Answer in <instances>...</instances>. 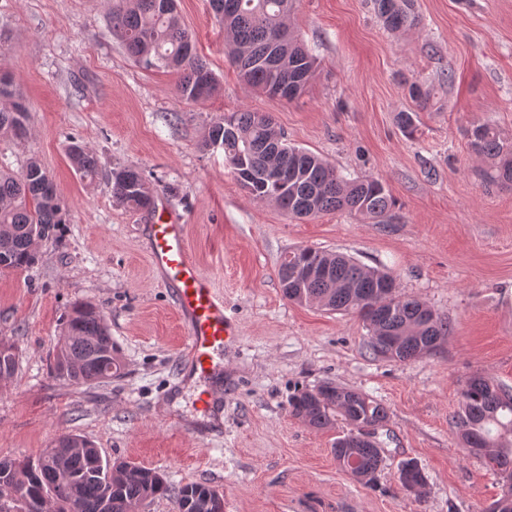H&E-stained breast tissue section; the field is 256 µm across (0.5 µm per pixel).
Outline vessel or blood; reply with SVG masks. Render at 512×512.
<instances>
[{
  "label": "vessel or blood",
  "mask_w": 512,
  "mask_h": 512,
  "mask_svg": "<svg viewBox=\"0 0 512 512\" xmlns=\"http://www.w3.org/2000/svg\"><path fill=\"white\" fill-rule=\"evenodd\" d=\"M150 263L175 289V304L188 329L186 350L194 370L207 387L199 398L200 412L223 401L222 390L210 387L211 377L224 369V352L238 338V326L224 309V298L201 272L188 245V227L177 217L158 216L149 225Z\"/></svg>",
  "instance_id": "vessel-or-blood-1"
}]
</instances>
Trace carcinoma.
I'll return each mask as SVG.
<instances>
[{"instance_id": "1", "label": "carcinoma", "mask_w": 512, "mask_h": 512, "mask_svg": "<svg viewBox=\"0 0 512 512\" xmlns=\"http://www.w3.org/2000/svg\"><path fill=\"white\" fill-rule=\"evenodd\" d=\"M166 0H115L112 32L127 53L146 68H167L179 74L176 91L187 102L210 97L216 78L199 58L196 43L182 27L176 10ZM228 4L222 17L230 34L228 56L242 83L270 98L275 88L296 73L305 92L317 71V58L287 25L293 0H220ZM374 13L391 31L419 24L416 0H372ZM282 61L280 70L267 64L269 56ZM0 97L10 99L0 109V135L23 138L27 134L28 107L13 95L11 81L0 76ZM397 122L406 137L418 131L417 112H400ZM471 149L490 162L485 178L493 183H512V139L500 136L489 123H476L466 131ZM224 150L232 173L244 168L251 180L249 195L275 204L294 219H311L345 211L355 217L379 219L393 205L385 185L371 176L346 178L322 157L288 144L268 112L241 110L214 121L203 148ZM75 170L85 178L98 173L96 155L79 144L69 148ZM112 197L136 209L150 210L154 188L132 168L111 174ZM65 223L57 188L41 162L30 159L19 173L0 170V265L24 270L38 261L34 238H48ZM315 265L323 273L300 282L287 280V269ZM278 278L283 296L297 304L317 303L328 311L356 312L370 328L369 350L381 357L409 361L440 345L450 332L448 318L425 302L397 290L395 278L352 257L311 247L294 249L280 263ZM63 338L78 360L65 381L85 386L99 383L102 355L114 351L103 315L89 303H76L65 323ZM461 410L455 424L464 445H483L485 458L500 474L512 473V391L475 375L461 389ZM290 413L309 427L324 429L342 420L365 429L366 439L347 446L338 438L335 458L351 460L348 472L354 480L370 484L384 466L383 449L376 431L388 417L387 409L367 394L324 384L295 394ZM87 452L69 458L67 475L57 474L51 457L0 459V487L14 474L24 479L19 496L20 512H58L65 504L73 512H137L156 498H174L178 512H215L222 499L219 489L190 482L173 488L155 469L127 462L111 463Z\"/></svg>"}]
</instances>
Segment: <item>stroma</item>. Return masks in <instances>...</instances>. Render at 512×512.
<instances>
[{
  "instance_id": "1",
  "label": "stroma",
  "mask_w": 512,
  "mask_h": 512,
  "mask_svg": "<svg viewBox=\"0 0 512 512\" xmlns=\"http://www.w3.org/2000/svg\"><path fill=\"white\" fill-rule=\"evenodd\" d=\"M182 25L218 79L208 99L178 98V77L131 58L110 26L112 0H0V70L30 107L29 133L0 136V169L39 159L65 212L26 270H0V336L19 366L0 380V458L36 457L77 433L103 458L153 468L172 485L207 482L224 512H486L500 474L460 444L451 418L479 374L512 389V187L484 182L466 130L488 122L512 138V0H417L419 28L396 33L371 0H295L290 23L319 61L305 93L275 100L240 82L209 0H176ZM432 87L419 131L407 84ZM272 114L289 142L346 175L380 179L394 204L382 222L346 213L295 221L249 196L223 149L201 143L230 112ZM96 154L81 178L68 148ZM140 170L156 209L187 224L192 256L224 296L240 336L224 364V421L196 423L195 387L182 385L187 332L172 287L152 272L153 212L112 196L113 169ZM298 247L342 252L390 272L402 293L446 315L453 331L430 355L370 354L355 314L298 305L278 280ZM104 315L121 373L73 386L48 371L73 304ZM362 391L388 419L384 467L353 480L333 443L345 424L314 429L290 416L296 390L323 383ZM415 460L421 494L398 470Z\"/></svg>"
}]
</instances>
